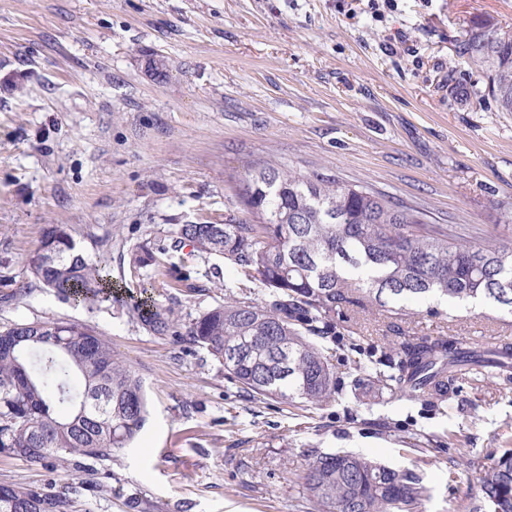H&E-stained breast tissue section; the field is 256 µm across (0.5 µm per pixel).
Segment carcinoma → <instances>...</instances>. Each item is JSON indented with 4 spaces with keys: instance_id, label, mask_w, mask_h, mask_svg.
Instances as JSON below:
<instances>
[{
    "instance_id": "carcinoma-1",
    "label": "carcinoma",
    "mask_w": 512,
    "mask_h": 512,
    "mask_svg": "<svg viewBox=\"0 0 512 512\" xmlns=\"http://www.w3.org/2000/svg\"><path fill=\"white\" fill-rule=\"evenodd\" d=\"M470 63L485 70L503 112H512V35L469 32ZM243 221L174 224L166 242L138 246L129 268L143 291H198V265L227 261L258 291L229 297L184 322L152 297L130 313L149 333L183 337L224 366L254 396L314 407L342 394L333 353L348 307L440 299L482 302L512 315V246L473 239L464 228L428 224L423 213L388 195L318 173L248 160L234 177ZM192 246L194 265L176 259ZM28 266L41 287L94 307L113 288L107 266L92 261L57 226L46 229ZM402 337L395 352L368 360L379 389L442 404L461 377L489 364L508 367L512 346L483 355L456 338ZM141 378L95 327L59 319L0 328V452L35 467L68 470L107 459L144 426ZM313 512H423L426 486L410 469H393L349 452H316L304 477ZM69 490L0 485V512H73ZM448 512H512V448L480 478L477 493Z\"/></svg>"
}]
</instances>
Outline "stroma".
Instances as JSON below:
<instances>
[{
	"instance_id": "35a3bbf8",
	"label": "stroma",
	"mask_w": 512,
	"mask_h": 512,
	"mask_svg": "<svg viewBox=\"0 0 512 512\" xmlns=\"http://www.w3.org/2000/svg\"><path fill=\"white\" fill-rule=\"evenodd\" d=\"M512 34V0H0V326H94L143 379L133 443L64 474L0 454V484L69 487L75 512H311V450L418 473L427 512L475 492L512 448V377L458 381L444 407L383 392L362 403L385 315L350 308L334 346L344 395L312 408L246 394L204 351L148 333L131 251L174 224L239 215L249 159L367 185L512 245V112L460 52L474 28ZM55 225L114 283L95 308L32 287ZM175 294L189 320L238 282ZM402 329L484 343L493 310L407 303Z\"/></svg>"
}]
</instances>
